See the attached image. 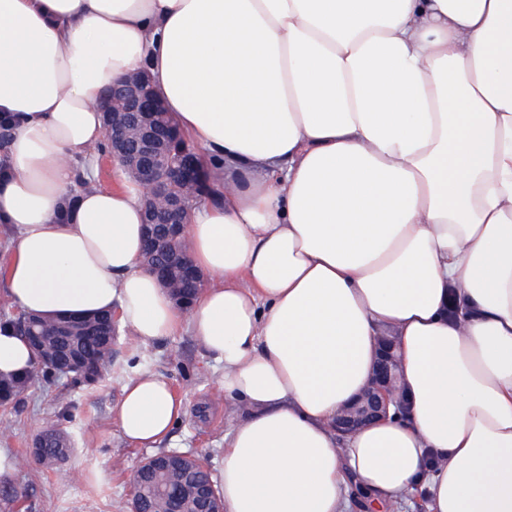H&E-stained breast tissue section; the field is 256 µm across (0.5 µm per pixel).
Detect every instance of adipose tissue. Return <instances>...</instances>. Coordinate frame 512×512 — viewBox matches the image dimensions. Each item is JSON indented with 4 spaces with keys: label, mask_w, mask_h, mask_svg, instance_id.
Masks as SVG:
<instances>
[{
    "label": "adipose tissue",
    "mask_w": 512,
    "mask_h": 512,
    "mask_svg": "<svg viewBox=\"0 0 512 512\" xmlns=\"http://www.w3.org/2000/svg\"><path fill=\"white\" fill-rule=\"evenodd\" d=\"M148 68L219 164L188 310L139 264L141 189L81 187L97 103ZM0 224L23 313L119 309L149 344L189 327L240 411L224 512H512V0H0ZM405 418L338 438L380 337ZM36 356L0 324V375ZM183 404L155 375L116 407L149 448Z\"/></svg>",
    "instance_id": "adipose-tissue-1"
}]
</instances>
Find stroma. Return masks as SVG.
<instances>
[{
  "label": "stroma",
  "mask_w": 512,
  "mask_h": 512,
  "mask_svg": "<svg viewBox=\"0 0 512 512\" xmlns=\"http://www.w3.org/2000/svg\"><path fill=\"white\" fill-rule=\"evenodd\" d=\"M112 351L115 370L98 385L37 380L8 408L0 407V448L9 455L25 453L50 424L74 446L63 470L37 464L7 470L8 481L22 493L16 512H130L134 474L150 451L124 440L113 409L123 386L144 373L165 377L183 402L184 412L161 449L198 453L219 469L224 434L235 417L220 387L222 364L186 328L144 344L121 326Z\"/></svg>",
  "instance_id": "35a3bbf8"
}]
</instances>
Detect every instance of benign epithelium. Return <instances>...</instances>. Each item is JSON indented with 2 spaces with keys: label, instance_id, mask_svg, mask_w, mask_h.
Wrapping results in <instances>:
<instances>
[{
  "label": "benign epithelium",
  "instance_id": "benign-epithelium-1",
  "mask_svg": "<svg viewBox=\"0 0 512 512\" xmlns=\"http://www.w3.org/2000/svg\"><path fill=\"white\" fill-rule=\"evenodd\" d=\"M105 112L126 115L125 123L114 121L106 127L112 159L153 189V196L143 200L146 259L168 254L183 267L187 280H201L184 248L183 215L193 204V195L206 194L204 171L177 124L165 120V106L153 92L150 73L143 70L113 83L105 98ZM174 185L188 194L172 192ZM398 382L399 364L392 340L385 336L371 380L357 401L336 419V431L347 434L387 416L391 409L404 415L407 403Z\"/></svg>",
  "mask_w": 512,
  "mask_h": 512
}]
</instances>
